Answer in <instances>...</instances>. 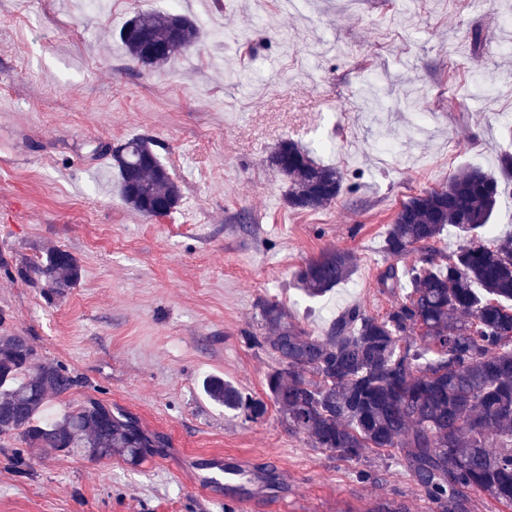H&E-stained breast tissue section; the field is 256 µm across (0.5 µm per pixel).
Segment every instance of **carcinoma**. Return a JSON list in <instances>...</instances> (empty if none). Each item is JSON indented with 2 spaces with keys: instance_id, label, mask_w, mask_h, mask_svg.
<instances>
[{
  "instance_id": "carcinoma-1",
  "label": "carcinoma",
  "mask_w": 512,
  "mask_h": 512,
  "mask_svg": "<svg viewBox=\"0 0 512 512\" xmlns=\"http://www.w3.org/2000/svg\"><path fill=\"white\" fill-rule=\"evenodd\" d=\"M197 25L174 12L137 13L119 30L127 55L147 70L195 46ZM120 195L149 217L167 216L182 190L153 148L133 138L112 150ZM288 186V206L324 208L343 188L340 171L320 163L293 140L270 157ZM512 188V154L500 175L467 167L448 184L408 197L388 225L386 252L420 253L410 267L388 265L376 280L383 294L409 288L384 316L347 310L323 336L299 328L278 302L260 305L266 336H251L278 361L267 395L288 430L313 447L359 461L368 451L395 450L400 465L435 506L463 512L474 493L512 508V235L493 244L497 203ZM455 228L461 242L440 261L435 243ZM351 251L333 248L295 272L298 288L319 297L345 281ZM58 293L76 285L81 267L66 250L48 252L34 269ZM74 380L58 365L41 363L26 337L0 335V435L17 434L30 448L93 458L118 455L130 463L151 454L138 421L89 399L44 421L52 396ZM228 410L262 417L267 404L246 397L219 376L202 384Z\"/></svg>"
}]
</instances>
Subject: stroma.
Masks as SVG:
<instances>
[{
  "instance_id": "35a3bbf8",
  "label": "stroma",
  "mask_w": 512,
  "mask_h": 512,
  "mask_svg": "<svg viewBox=\"0 0 512 512\" xmlns=\"http://www.w3.org/2000/svg\"><path fill=\"white\" fill-rule=\"evenodd\" d=\"M512 0H180L199 43L148 72L116 34L163 0H0V327L75 380L54 412L95 398L136 417L158 446L115 456L42 454L0 436V512H229L195 479L210 455L265 476L253 512H429L396 456L359 462L210 400L218 375L265 397L277 367L247 341L261 302L324 335L347 309L385 315L378 274L401 202L466 166L498 172L512 151ZM428 125H420L421 115ZM143 136L180 182L169 216L125 205L110 147ZM291 139L343 174L335 203L298 211L271 168ZM391 141L381 152L382 141ZM352 250L351 276L311 298L294 272L323 250ZM81 266L57 294L32 275L48 251ZM370 472L367 480L359 471Z\"/></svg>"
}]
</instances>
